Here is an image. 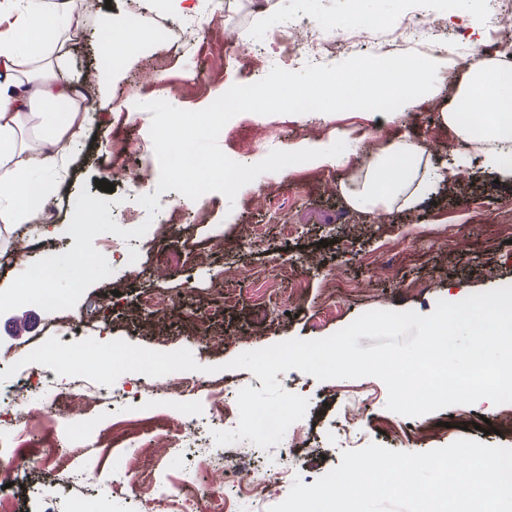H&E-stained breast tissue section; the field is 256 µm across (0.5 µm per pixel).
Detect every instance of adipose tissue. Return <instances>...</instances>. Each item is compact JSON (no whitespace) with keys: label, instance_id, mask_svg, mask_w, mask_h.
Instances as JSON below:
<instances>
[{"label":"adipose tissue","instance_id":"adipose-tissue-1","mask_svg":"<svg viewBox=\"0 0 512 512\" xmlns=\"http://www.w3.org/2000/svg\"><path fill=\"white\" fill-rule=\"evenodd\" d=\"M83 0H0V230L51 208L72 154L92 123L78 81L58 61L82 34ZM441 118L487 165L512 177V62L473 53ZM427 144L401 140L365 155L354 186L340 192L367 213L410 207L430 187Z\"/></svg>","mask_w":512,"mask_h":512}]
</instances>
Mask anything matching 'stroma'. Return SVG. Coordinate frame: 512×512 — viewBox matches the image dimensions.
<instances>
[{"label": "stroma", "mask_w": 512, "mask_h": 512, "mask_svg": "<svg viewBox=\"0 0 512 512\" xmlns=\"http://www.w3.org/2000/svg\"><path fill=\"white\" fill-rule=\"evenodd\" d=\"M420 6L437 20L447 40V51L434 56L439 64L436 87L445 99L472 52L486 44L492 21L487 0H200L198 13L187 20L143 9L141 0H84L83 34L64 72H99L108 25L125 26L137 9L141 25L125 26V36L138 50L124 54L123 66L112 78L90 83L102 124L92 128L71 176L61 184L52 222L35 223L39 248L58 254L72 248L75 239L66 231L68 201L82 190L111 207L130 209L135 223L146 220L138 199L150 193L159 172L145 170L141 156H127L124 163L131 172L146 173V181L119 180L111 192L96 186L110 178L109 142L149 143L151 114L142 110V103L165 100L186 110L203 109L225 85L251 84L282 66L273 38L278 29L308 21L316 34L328 37L357 19L390 27ZM163 24L172 26L174 34L166 44L155 36ZM258 58L263 61L259 69L253 66ZM261 125L271 133V151L323 149L339 139L365 151L399 138L421 140L430 146L436 165L454 167L455 172L436 181L417 208L373 215L351 210L341 195L340 184L359 179L352 164L336 168L309 161L288 171L266 172L243 186L232 202L219 193L205 194L191 202L188 214L163 240L148 234L128 238L133 263L115 265L112 279L88 288L74 308L53 318L27 304L0 315V363L61 336L67 325L74 329V342L91 337L101 342L123 339L160 352L189 349L198 364L216 367V379L259 390V378L244 369H226V362L291 338L328 337L366 311L427 315L437 300L456 302L512 284V250L497 244L500 225L512 224V178H495L474 151L456 147L432 102L415 101L398 117L361 110L242 113L222 129L220 148L238 163H258L247 143ZM216 239L223 241L224 250L214 255L209 246ZM162 243L196 258L175 271L160 268L156 250ZM378 260L394 266V277L377 275ZM133 268L141 273V288L170 298L172 308L163 322L144 313L133 299L113 301L111 281H123ZM203 319L213 335L223 338V349L200 342ZM22 320L28 321V329L15 332ZM276 379L286 391H308L304 422L313 460L293 469L289 479L272 484L264 506L239 498L230 512H269L286 499L294 480L310 486L339 466L348 446L338 423L360 386L372 390L362 429L393 416L386 407L387 387L375 377L319 381L293 369L277 373ZM121 380L129 397L119 405L92 399L82 406L70 404L66 389L76 385L73 377L35 392L24 405L0 404V436L15 448L6 471H0L5 486L0 501L6 503V512H72L78 503L88 504L91 512H170L168 504L147 494L153 485L176 499L191 497L199 512H211L224 485L221 469L213 464L221 448L212 436L216 425L207 419L206 388L174 395L161 378L150 384L144 375L127 373ZM188 412L205 420L200 440L176 437L171 418ZM466 417L489 419L492 433L473 427L447 430L446 421ZM406 424L412 429L434 427V434L419 446L423 452L463 437L512 447V403L496 405L483 398L407 418ZM74 429L83 433L82 441L70 442ZM233 449L246 456L242 477L247 481L282 462L283 450L274 445L263 449L245 439Z\"/></svg>", "instance_id": "1"}]
</instances>
